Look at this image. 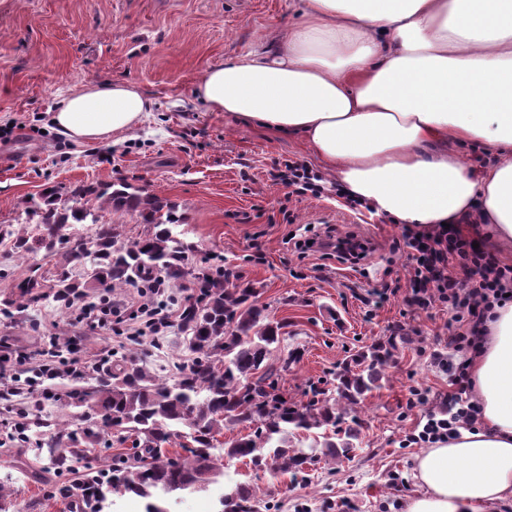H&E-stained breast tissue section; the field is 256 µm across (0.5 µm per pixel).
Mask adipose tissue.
<instances>
[{
    "instance_id": "1",
    "label": "adipose tissue",
    "mask_w": 512,
    "mask_h": 512,
    "mask_svg": "<svg viewBox=\"0 0 512 512\" xmlns=\"http://www.w3.org/2000/svg\"><path fill=\"white\" fill-rule=\"evenodd\" d=\"M193 94L235 122L305 140L375 215L430 228L477 215L512 249V0H300L283 38L209 67ZM152 100L126 80L61 97L75 143L119 138ZM479 144L476 168L458 148ZM468 360L482 424L417 458L405 512H496L512 502V304Z\"/></svg>"
}]
</instances>
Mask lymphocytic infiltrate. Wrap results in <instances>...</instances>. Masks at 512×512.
<instances>
[{
  "mask_svg": "<svg viewBox=\"0 0 512 512\" xmlns=\"http://www.w3.org/2000/svg\"><path fill=\"white\" fill-rule=\"evenodd\" d=\"M272 178L301 197L318 199L327 190L323 176L299 158L280 162ZM401 238L411 261L407 302L422 310L436 305L446 308L449 346L459 352L475 350L485 338L493 310L512 303V265L477 247L476 234L458 224L431 229L406 226ZM293 248L300 258L317 253L341 264L359 263L371 252L354 233H339L332 224L312 240H295ZM165 288L161 275L139 287L142 302L130 313L135 321L133 335L158 336L170 327L177 311L161 302ZM449 372L447 410L441 417H430L421 431L406 435L407 444H433L447 439L457 427L479 421L480 407L469 399L472 381L468 363L451 365Z\"/></svg>",
  "mask_w": 512,
  "mask_h": 512,
  "instance_id": "f902f5d3",
  "label": "lymphocytic infiltrate"
}]
</instances>
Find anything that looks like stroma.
Wrapping results in <instances>:
<instances>
[{"mask_svg": "<svg viewBox=\"0 0 512 512\" xmlns=\"http://www.w3.org/2000/svg\"><path fill=\"white\" fill-rule=\"evenodd\" d=\"M298 0H0V224L24 230L23 202L45 188L67 190L126 181L176 205L184 217L183 238L192 243L189 264H221L252 283L255 301L286 334L269 362L278 368L282 393L307 403L314 390L334 392V372L350 355L378 342L394 341L395 356L382 369L380 386L347 413L359 416L361 435L348 457L318 461L305 476H270L248 461L230 465L233 479L219 478L209 491L170 500L169 512H214L234 483L255 486L270 512H405L419 490L416 458L423 445H405L446 405L447 363L460 355L448 345V313L436 306L409 307L400 288L409 261L396 243L401 225L375 215L359 220L335 200L289 195L269 178L278 161L316 157L297 137L245 127L195 99L193 88L210 66L259 49L282 37ZM128 80L153 100V111L120 144H75L49 122L57 100L92 81ZM333 224L371 239L375 250L353 268L299 259L288 234L310 225ZM264 246L256 260L252 245ZM52 277L56 259L45 252L21 257L0 240V302L17 298L30 268ZM388 284L397 293L383 306L366 304L372 288ZM77 310L54 299L28 303L0 315V341L23 361L21 390L0 384V489L21 512H68L77 498L74 481L108 466L84 456L57 473L40 460L35 443L16 437L20 414L39 412L52 423L79 427L58 396L61 379L39 378L41 354L54 336L72 338L87 358L86 378L103 373L115 356L135 354L159 379L175 375L188 358L176 328L160 336L127 335L126 324L95 327L78 321ZM426 402L409 405L412 389Z\"/></svg>", "mask_w": 512, "mask_h": 512, "instance_id": "obj_1", "label": "stroma"}]
</instances>
